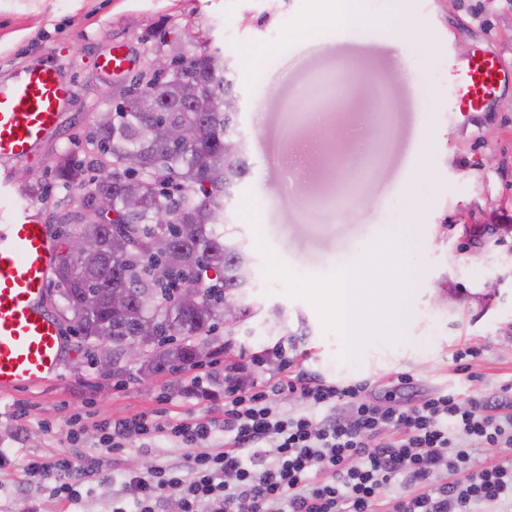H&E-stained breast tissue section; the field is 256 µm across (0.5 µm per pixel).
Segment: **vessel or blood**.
<instances>
[{
	"mask_svg": "<svg viewBox=\"0 0 512 512\" xmlns=\"http://www.w3.org/2000/svg\"><path fill=\"white\" fill-rule=\"evenodd\" d=\"M108 74L129 70L120 46L97 59ZM512 86V70L483 49L455 62L448 78L452 111H489ZM70 89L56 69L41 65L0 82V162L27 157L63 118ZM57 245L29 206L15 207L0 225V391L36 386L57 376L63 362L58 320L45 305Z\"/></svg>",
	"mask_w": 512,
	"mask_h": 512,
	"instance_id": "obj_1",
	"label": "vessel or blood"
}]
</instances>
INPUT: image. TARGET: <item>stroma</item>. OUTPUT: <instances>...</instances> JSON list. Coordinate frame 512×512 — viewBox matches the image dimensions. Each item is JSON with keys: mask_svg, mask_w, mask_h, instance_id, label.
Masks as SVG:
<instances>
[{"mask_svg": "<svg viewBox=\"0 0 512 512\" xmlns=\"http://www.w3.org/2000/svg\"><path fill=\"white\" fill-rule=\"evenodd\" d=\"M368 28L317 26L316 0H0V80L54 65L72 89L58 129L28 158L7 163L13 199L35 207L51 232L75 209L55 179L70 155L94 176L86 140L156 52L197 45L224 54L240 93L238 129L251 165L224 211V227L251 259L252 310L234 336L223 329L203 364L212 379L247 375L259 391L306 370L338 384L368 381L371 400L403 407L437 391L501 398L512 387V88L492 111L464 119L450 109L448 67L476 47L512 67V0H353ZM125 45L131 68L113 76L97 58ZM334 94L304 101L314 81ZM301 182L284 191V176ZM393 235L408 289L405 335L425 353L367 345L365 367L336 366V327L319 306L342 264L371 261ZM61 373L0 392V512H112L122 481L188 450L163 427L223 423L224 399L182 394L192 369L143 375L127 363L104 376L79 337L65 336ZM138 414L161 425L112 454L97 447L102 422ZM93 464L78 500L28 482L33 460Z\"/></svg>", "mask_w": 512, "mask_h": 512, "instance_id": "1", "label": "stroma"}]
</instances>
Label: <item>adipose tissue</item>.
Masks as SVG:
<instances>
[{"mask_svg": "<svg viewBox=\"0 0 512 512\" xmlns=\"http://www.w3.org/2000/svg\"><path fill=\"white\" fill-rule=\"evenodd\" d=\"M404 281L396 263H357L337 273L327 307L336 327V362L359 364L368 329L383 320L397 325L403 316Z\"/></svg>", "mask_w": 512, "mask_h": 512, "instance_id": "obj_1", "label": "adipose tissue"}]
</instances>
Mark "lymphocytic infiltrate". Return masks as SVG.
Here are the masks:
<instances>
[{
    "label": "lymphocytic infiltrate",
    "mask_w": 512,
    "mask_h": 512,
    "mask_svg": "<svg viewBox=\"0 0 512 512\" xmlns=\"http://www.w3.org/2000/svg\"><path fill=\"white\" fill-rule=\"evenodd\" d=\"M275 391L300 393L305 410L275 413L270 394L243 380L224 389V447L196 451L210 439V422L168 426L169 435L192 447L186 466H152L128 477L123 489L135 512H158L166 491H176L172 512H481L496 503L512 512V459L473 470L470 442L512 447V414L494 413L480 399L460 404L456 394L436 393L404 408L368 400L365 383L341 386L300 371ZM158 424L145 415L106 424L99 450L109 454L133 436L148 437ZM394 441H380L384 431ZM66 458L34 460L29 479L53 482L54 493L73 500L74 483L63 481ZM328 473L316 482L312 470ZM448 481H437L439 471ZM403 492L385 496L395 478Z\"/></svg>",
    "instance_id": "1"
}]
</instances>
